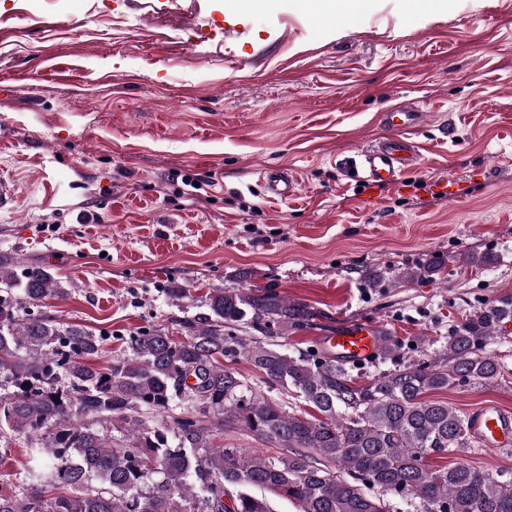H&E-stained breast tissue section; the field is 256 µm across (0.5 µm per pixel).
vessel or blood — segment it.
I'll use <instances>...</instances> for the list:
<instances>
[{"mask_svg": "<svg viewBox=\"0 0 512 512\" xmlns=\"http://www.w3.org/2000/svg\"><path fill=\"white\" fill-rule=\"evenodd\" d=\"M417 119L414 112H404L400 121L391 124L388 134L372 148L355 152L343 160L347 173L364 187V202L374 199V190L385 186H402V173L417 163L418 149L412 138ZM269 194L288 199L295 184L286 172L262 170L259 173ZM328 351L346 363L356 364L373 358L379 347L375 326L359 323L337 328L324 341ZM470 435L488 448L512 444V415L500 407L486 403L468 416Z\"/></svg>", "mask_w": 512, "mask_h": 512, "instance_id": "vessel-or-blood-1", "label": "vessel or blood"}]
</instances>
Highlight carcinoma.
<instances>
[{
  "label": "carcinoma",
  "instance_id": "carcinoma-1",
  "mask_svg": "<svg viewBox=\"0 0 512 512\" xmlns=\"http://www.w3.org/2000/svg\"><path fill=\"white\" fill-rule=\"evenodd\" d=\"M439 273L426 264L402 277ZM66 294L44 265L0 262V440L23 438L29 452L26 486L0 490V512H272L271 496L298 512H396L395 498L413 512H512V478L425 462L468 447L467 417L427 395L503 377L486 347L512 322V293L467 315L439 353L363 383L323 350L288 352V332L317 312L273 288H216L183 337L139 330L106 369L89 362L103 337L27 313ZM241 357L320 416L256 393L226 366ZM176 409L162 424L140 415ZM230 429L276 454L214 442Z\"/></svg>",
  "mask_w": 512,
  "mask_h": 512
}]
</instances>
